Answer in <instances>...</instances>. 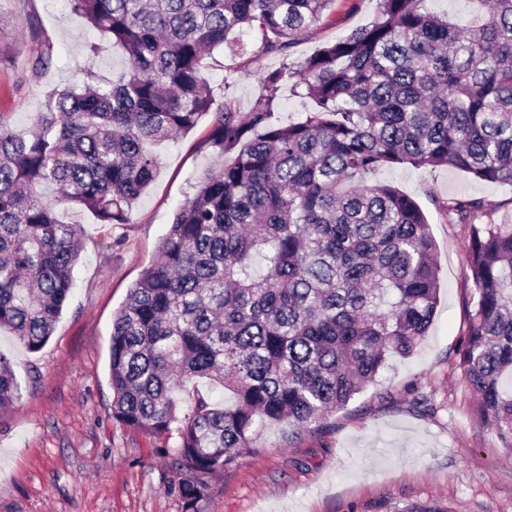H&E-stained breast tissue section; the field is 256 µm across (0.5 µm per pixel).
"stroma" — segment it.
Instances as JSON below:
<instances>
[{"instance_id":"stroma-1","label":"stroma","mask_w":512,"mask_h":512,"mask_svg":"<svg viewBox=\"0 0 512 512\" xmlns=\"http://www.w3.org/2000/svg\"><path fill=\"white\" fill-rule=\"evenodd\" d=\"M376 0H335L329 22L302 36L295 59L366 25ZM248 50H218L205 76L217 101L250 110L274 58L256 55L259 33L243 29ZM52 63L31 69L38 46ZM97 53H90V46ZM99 75L127 64L121 48L75 14L68 0H0V113L26 132L45 94L79 83L86 62ZM211 117L154 146L158 173L134 207V221L111 227L74 208L81 225L74 288L46 344L30 351L0 333L19 398L0 410V512H397L435 502L449 512H512V447L481 423L458 367L457 351L477 296L467 278V229L441 202L484 201L497 224H512V184L487 183L446 166L385 169L376 178L414 197L436 244L440 301L417 351L392 359L377 380L308 429L261 430L213 478L194 508L178 488L177 433L149 435L112 418L109 338L112 317L158 256L175 213L215 162L206 139Z\"/></svg>"}]
</instances>
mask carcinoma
I'll list each match as a JSON object with an SVG mask.
<instances>
[{
	"instance_id": "1",
	"label": "carcinoma",
	"mask_w": 512,
	"mask_h": 512,
	"mask_svg": "<svg viewBox=\"0 0 512 512\" xmlns=\"http://www.w3.org/2000/svg\"><path fill=\"white\" fill-rule=\"evenodd\" d=\"M128 67L53 89L25 135L0 113V331L30 351L52 335L83 234L61 212L131 224L154 181L148 145L212 115L216 158L112 320V417L162 435L177 425L186 507L255 447L261 429L305 427L348 403L427 335L439 293L435 244L418 202L383 169L448 166L512 184V0H474L460 22L430 0H377L372 21L302 61L292 48L333 0H69ZM261 32L251 111L215 103L204 77L236 33ZM52 46L31 57L38 73ZM316 106L273 122L282 86ZM469 233L477 294L458 366L482 422L512 443V224L484 201L448 200ZM196 378L224 404L178 393ZM20 396L0 354V409Z\"/></svg>"
}]
</instances>
